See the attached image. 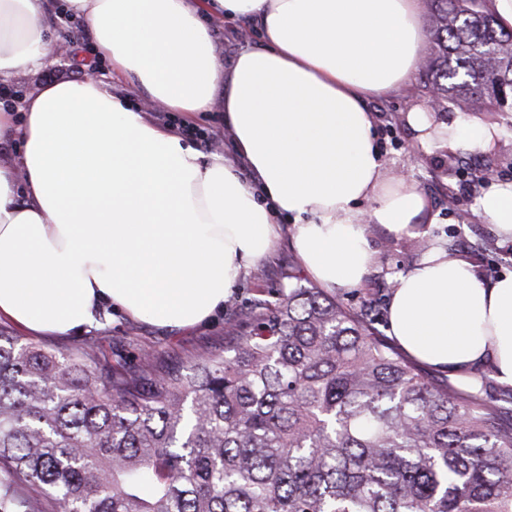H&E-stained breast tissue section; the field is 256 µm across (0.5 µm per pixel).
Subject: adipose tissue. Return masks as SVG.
Listing matches in <instances>:
<instances>
[{
    "instance_id": "adipose-tissue-1",
    "label": "adipose tissue",
    "mask_w": 512,
    "mask_h": 512,
    "mask_svg": "<svg viewBox=\"0 0 512 512\" xmlns=\"http://www.w3.org/2000/svg\"><path fill=\"white\" fill-rule=\"evenodd\" d=\"M81 20L91 55L136 85L132 107L99 77L47 82L0 101V319L66 336L117 310L169 330L200 325L294 228L305 273L359 286L374 260L367 224L421 232L427 199L384 175L373 98L412 93L428 32L422 0H0V86L48 62L50 20ZM259 37L231 60L216 26ZM224 104L233 149L202 155L176 126ZM403 122L425 150L493 153L498 122H446L414 103ZM477 211L512 242V182ZM389 324L422 365H488L512 385V274L487 284L437 246L398 278Z\"/></svg>"
}]
</instances>
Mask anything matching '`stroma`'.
Returning a JSON list of instances; mask_svg holds the SVG:
<instances>
[{"label":"stroma","instance_id":"35a3bbf8","mask_svg":"<svg viewBox=\"0 0 512 512\" xmlns=\"http://www.w3.org/2000/svg\"><path fill=\"white\" fill-rule=\"evenodd\" d=\"M404 96H390L370 101L377 116V141L385 158L387 175H413L428 200L426 237L454 246L476 265L485 282L512 274V243L502 242L486 218L476 214L474 204L490 182L512 181V127L504 128L497 151L492 155L469 153L453 159L426 156L416 145L413 135L400 116L412 105ZM197 132L185 137L204 154H211L214 144L230 150V134L224 126V106L216 104L197 122ZM292 225H284L282 238L260 262L262 279L245 276L224 302V310L216 318L187 331H169L127 319L122 313L111 315L109 322L91 328L99 337L109 361L115 366H130L147 352L170 361L189 359L205 349L224 345V330L236 322L241 311L256 300L267 298L271 289L279 287L281 273L297 265L291 247ZM367 237L375 259L360 287L341 291L350 305L372 300L380 311H387L392 285L399 274L416 263L421 254L412 238L392 237L385 227L371 224Z\"/></svg>","mask_w":512,"mask_h":512}]
</instances>
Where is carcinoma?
Instances as JSON below:
<instances>
[{"mask_svg": "<svg viewBox=\"0 0 512 512\" xmlns=\"http://www.w3.org/2000/svg\"><path fill=\"white\" fill-rule=\"evenodd\" d=\"M429 0L418 89L512 112V31ZM224 349L114 367L0 330V512H512L503 405L435 378L293 268Z\"/></svg>", "mask_w": 512, "mask_h": 512, "instance_id": "cac0c4a2", "label": "carcinoma"}]
</instances>
